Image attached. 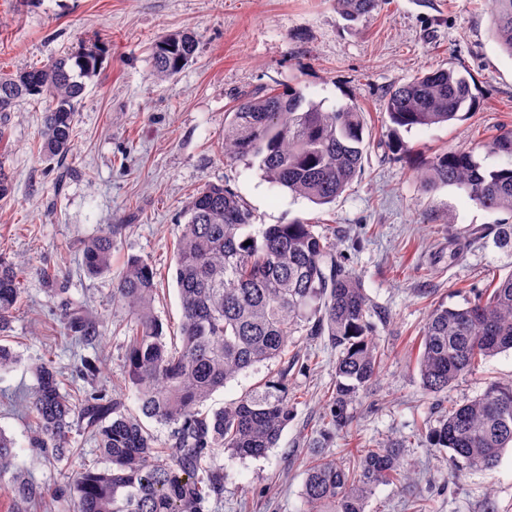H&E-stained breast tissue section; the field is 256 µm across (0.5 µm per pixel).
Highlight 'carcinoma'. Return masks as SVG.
Returning <instances> with one entry per match:
<instances>
[{
  "instance_id": "1",
  "label": "carcinoma",
  "mask_w": 512,
  "mask_h": 512,
  "mask_svg": "<svg viewBox=\"0 0 512 512\" xmlns=\"http://www.w3.org/2000/svg\"><path fill=\"white\" fill-rule=\"evenodd\" d=\"M491 21L501 50L512 58V0H493ZM350 22L369 18L379 0H336ZM196 38L167 34L154 44L151 65L159 78L180 73L194 58ZM100 65L99 49L67 52L41 67L0 75V113L22 102L44 104L38 150L49 162L68 155L86 80ZM466 75L449 67L413 77L386 95L385 113L395 127L448 123L475 109ZM364 112L345 104L327 111L288 88L244 96L224 119V158L257 166L269 184L312 203L329 204L364 169ZM503 160L486 169L465 149L436 153L419 164L427 190L455 186L479 207L512 215V129L485 144ZM174 251L175 281L182 308L181 345L170 344L155 314L158 293L153 266L132 256L112 281V302L133 318L125 339L123 377L104 390H62L52 362L35 366L37 386L27 401L37 429L30 444L55 460L84 449L74 434L96 442L95 458L53 486L26 477L16 465L14 442L0 431V512H54L50 502L73 499L75 512H206L224 488L216 454L260 458L276 447L292 419L288 375L299 362L289 350L295 336H325L336 351V383L327 400L328 425L347 431L353 405L379 374L385 346L373 338L381 312L360 280L347 269L337 245L304 221L270 225L253 234L251 214L219 184L197 191L183 212ZM117 224L84 242L85 268L112 274ZM493 237L512 257V224L502 221L474 232ZM250 245H245V242ZM22 270L0 257V338L19 308ZM70 336L100 335L81 307H67ZM512 349V273L492 277L460 308L432 309L421 331L417 366L425 391L439 395L483 361ZM99 358L82 359L79 373L95 384ZM270 373L237 401L208 414L200 405L216 390L258 364ZM131 389L138 412L124 410ZM169 429L166 441L145 424ZM436 448L450 453L452 473L492 471L512 449V384L492 382L482 394L452 404L430 428ZM410 471L397 443L347 449L340 457L312 449L302 497L307 512H365L375 487L401 481Z\"/></svg>"
}]
</instances>
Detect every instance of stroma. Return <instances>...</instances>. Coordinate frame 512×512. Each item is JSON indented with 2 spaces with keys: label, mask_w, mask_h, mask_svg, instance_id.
Returning a JSON list of instances; mask_svg holds the SVG:
<instances>
[{
  "label": "stroma",
  "mask_w": 512,
  "mask_h": 512,
  "mask_svg": "<svg viewBox=\"0 0 512 512\" xmlns=\"http://www.w3.org/2000/svg\"><path fill=\"white\" fill-rule=\"evenodd\" d=\"M489 0H380L374 16L349 24L334 0H0V74L43 65L81 46L99 47L102 64L88 81L76 117L77 134L58 171L37 150L43 112L23 104L0 115V158L13 192L0 200V256L28 270L26 294L11 323L19 360L0 373V430L16 442L17 462L36 482L52 484L79 469L80 458L48 460L30 448L33 419L11 404L31 394L35 366L52 361L68 387L81 357L104 361L100 384L120 377L125 310L112 302L111 276L82 269V246L110 225H122L112 251L113 273L128 257L157 271L155 312L166 336L179 334L181 306L174 280V245L182 213L197 190L221 184L242 200L252 222L304 220L337 241L347 267L374 305L387 314L373 335L388 356L354 405L350 434H332L328 455L349 446L401 441L414 480L378 485L366 512H512V451L490 472L452 476L447 451L427 435L442 408L483 392L491 381H512V351L459 378L447 394L427 393L415 366L417 341L430 310L459 307L488 271L512 272V259L484 240L452 251L458 239L499 222L454 186L429 191L416 176L429 155L473 148L488 169L500 158L481 147L512 127V58L498 46ZM196 35L194 59L178 75H153L150 51L160 36ZM455 67L479 93L473 112L450 124L393 128L386 92L414 76ZM300 90L330 110L356 103L368 119L365 172L332 204L318 206L264 181L257 168L225 161L224 114L240 95L268 86ZM399 140L404 152L389 151ZM57 275L52 294L41 274ZM91 308L104 329L78 345L64 330L67 304ZM305 371L293 373V418L267 456L233 459L220 453L224 488L209 512H304V473L325 423L336 381L334 352L323 339L300 344Z\"/></svg>",
  "instance_id": "stroma-1"
}]
</instances>
